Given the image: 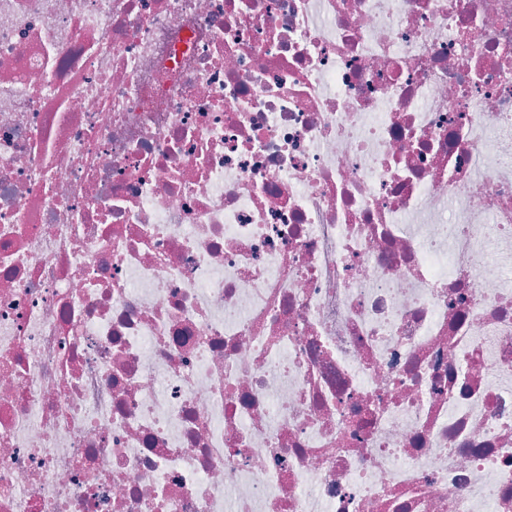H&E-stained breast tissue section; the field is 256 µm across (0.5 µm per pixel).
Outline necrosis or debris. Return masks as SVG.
<instances>
[{
  "mask_svg": "<svg viewBox=\"0 0 512 512\" xmlns=\"http://www.w3.org/2000/svg\"><path fill=\"white\" fill-rule=\"evenodd\" d=\"M0 512H512V0H0Z\"/></svg>",
  "mask_w": 512,
  "mask_h": 512,
  "instance_id": "1",
  "label": "necrosis or debris"
}]
</instances>
